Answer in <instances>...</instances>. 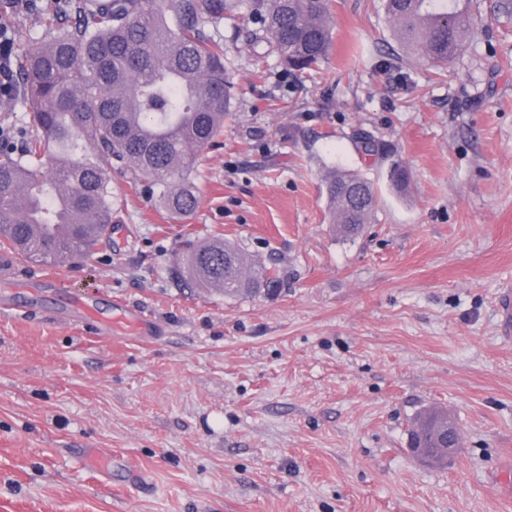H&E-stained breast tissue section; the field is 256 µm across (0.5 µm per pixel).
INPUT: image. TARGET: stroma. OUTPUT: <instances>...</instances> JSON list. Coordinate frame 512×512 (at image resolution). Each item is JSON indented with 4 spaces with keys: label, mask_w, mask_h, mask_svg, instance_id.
<instances>
[{
    "label": "stroma",
    "mask_w": 512,
    "mask_h": 512,
    "mask_svg": "<svg viewBox=\"0 0 512 512\" xmlns=\"http://www.w3.org/2000/svg\"><path fill=\"white\" fill-rule=\"evenodd\" d=\"M0 0L16 53L43 32ZM460 0L475 26L437 67L406 55L380 0H330L332 46L292 73L255 66L246 14L224 21L237 88L196 153L197 205L170 215L112 171L109 243L79 264L17 261L20 309L0 311V512H512V12ZM373 134L406 166L365 156ZM18 95L0 98V145L30 135ZM376 187L375 219L342 241L332 170ZM220 237L273 269L278 295L228 298L172 278L186 241ZM117 306L153 336L107 338L74 320ZM441 406L460 451L416 460L412 421ZM140 470L103 474L78 452Z\"/></svg>",
    "instance_id": "obj_1"
}]
</instances>
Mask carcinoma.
Instances as JSON below:
<instances>
[{"mask_svg": "<svg viewBox=\"0 0 512 512\" xmlns=\"http://www.w3.org/2000/svg\"><path fill=\"white\" fill-rule=\"evenodd\" d=\"M241 6L255 25L252 47L270 46L289 68L304 71L328 55V0H53L45 33L21 54L18 82L32 134L20 154L0 149V248L38 262L92 255L111 229L114 161L169 213L195 209L194 151L223 131L235 100L224 45L209 30ZM383 7L401 49L433 64L453 60L470 38L472 18L455 0H383ZM356 143L366 155L384 151L368 132ZM389 178L402 191L408 172L395 163ZM325 190L338 236L355 240L374 217V184L336 170ZM181 275L230 298L279 284L220 238L193 245ZM458 441L441 408L419 415L410 430L412 448Z\"/></svg>", "mask_w": 512, "mask_h": 512, "instance_id": "1", "label": "carcinoma"}]
</instances>
